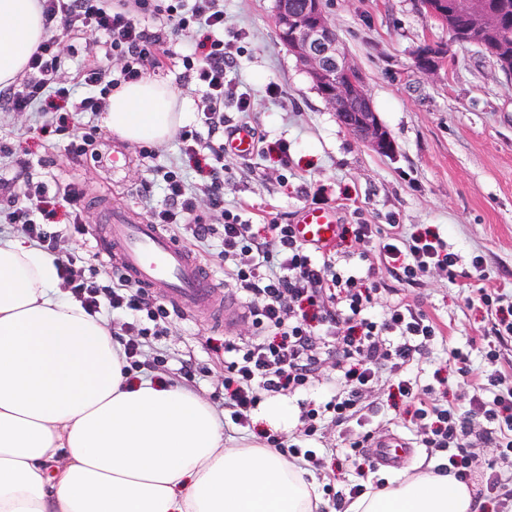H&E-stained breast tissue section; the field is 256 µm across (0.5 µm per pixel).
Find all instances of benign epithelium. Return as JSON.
Masks as SVG:
<instances>
[{"mask_svg":"<svg viewBox=\"0 0 512 512\" xmlns=\"http://www.w3.org/2000/svg\"><path fill=\"white\" fill-rule=\"evenodd\" d=\"M421 12L454 27L464 20L468 27L487 34L502 25L499 12L485 0H419ZM274 23L287 39L288 50L312 81L340 124L357 140L379 153L390 152L391 138L376 112L358 70L348 61L322 8V0H303L288 8V0H275ZM448 57L446 48L425 43L413 54L414 67L426 76L439 74ZM357 111L350 110L351 102Z\"/></svg>","mask_w":512,"mask_h":512,"instance_id":"7a95c632","label":"benign epithelium"}]
</instances>
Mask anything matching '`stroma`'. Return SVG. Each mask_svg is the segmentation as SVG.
I'll return each mask as SVG.
<instances>
[{
  "instance_id": "1",
  "label": "stroma",
  "mask_w": 512,
  "mask_h": 512,
  "mask_svg": "<svg viewBox=\"0 0 512 512\" xmlns=\"http://www.w3.org/2000/svg\"><path fill=\"white\" fill-rule=\"evenodd\" d=\"M224 35L236 37V65L228 77L246 88L252 110L238 112L235 99L224 102L229 124L248 122L265 142L286 140L287 164L275 153L247 160L229 159L231 175L224 185L228 203L242 204L256 223L273 219L296 223L315 196L335 208L338 223L403 225L406 231L431 229L449 250L463 258L459 277L470 274L471 255H482L488 285L512 301V79L478 48L453 45L444 68L428 77L412 66L411 57L425 42L444 43L448 32L423 16L416 0H325V10L349 61L365 82L375 110L388 130L393 151L380 155L368 149L339 123L309 76L281 41L273 22L274 0H223ZM177 55L156 69L186 99L188 125L199 128L197 108L202 90L191 80ZM279 86L276 97L268 85ZM35 113L0 112V140L12 143L19 158L29 160L30 176L48 184L77 182L85 192L87 224L75 233L64 213L54 223L63 235L62 253L77 265H103L96 234L98 195H109L140 217L162 204L159 187L163 167L187 166L177 140L161 147L156 168L141 161L140 148L124 143L101 125L100 116L73 113L72 135L98 128V150H125L129 162L109 173L92 156L74 160L65 141L55 135L31 137ZM411 301L436 318L446 343L430 347L414 369L419 385L437 396L457 398L466 377L450 362L452 349L470 351L480 367L487 315L468 304L464 294L441 271L423 277L420 287L406 289ZM249 324L233 319L214 324L205 314L177 313L159 346L165 366L155 378L180 379L183 364L195 369L192 386L207 400L224 393V339L247 337ZM378 413L376 436H410L414 425L395 389L382 386L373 394Z\"/></svg>"
}]
</instances>
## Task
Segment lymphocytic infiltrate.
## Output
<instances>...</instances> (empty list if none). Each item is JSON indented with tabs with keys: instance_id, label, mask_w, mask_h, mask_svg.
<instances>
[{
	"instance_id": "1",
	"label": "lymphocytic infiltrate",
	"mask_w": 512,
	"mask_h": 512,
	"mask_svg": "<svg viewBox=\"0 0 512 512\" xmlns=\"http://www.w3.org/2000/svg\"><path fill=\"white\" fill-rule=\"evenodd\" d=\"M44 27H59L80 36L86 60L74 71L61 66L58 37L41 41L24 75L0 88V112H33L39 133L65 134L69 126L60 111L71 103L78 112L106 109L114 89L138 81L147 67L169 56L173 37L204 31L197 48L182 58L191 79L204 87L201 121L211 133L224 127V100L235 97L239 111L250 109L248 94L233 93L226 74L235 62V43L224 37L221 0H39ZM164 17L167 31H149L144 21ZM180 151L192 163L200 183L171 166L162 175L164 205L150 212L152 223L172 236L190 231L205 240L214 229L211 213L223 219L224 278L243 300V318L253 328L248 338L224 342V421L245 429L265 399L335 380L329 399L300 410L296 436L267 433L263 444L281 455L318 467L320 459L307 449L309 441L336 429L345 460L364 456L374 435L349 430L371 410V392L395 382L400 397L414 407L415 443L430 452H448L456 478L482 482L483 495L494 497L495 512H512V493L497 497L498 462H512V374L503 367L500 348L512 342V303L497 288L472 289L470 299L485 308L489 319L481 349L485 374L474 377L463 402L440 400L431 389L419 388L412 375L424 350L442 341L441 325L416 304L399 298L386 308L376 306L386 278L416 288L420 276L435 269L456 277L460 257L448 251L438 234L409 233L401 225L380 229L355 224L350 229L366 251L379 252L383 269L355 270L339 261L337 246H317L297 238L292 225L271 223L256 229L247 209L224 204V148H201L196 131L180 135ZM0 223L13 224L43 250L58 255L61 285L88 313L117 312V337L129 372L147 366L154 339L166 332L170 309L113 272L111 284L85 273L61 258V235L50 222L58 203H65L74 226L85 222L74 185L50 187L42 181L18 183L0 167ZM334 353L323 368V353ZM497 448L490 459L486 446Z\"/></svg>"
}]
</instances>
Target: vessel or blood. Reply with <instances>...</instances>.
Wrapping results in <instances>:
<instances>
[{
	"instance_id": "b4317fda",
	"label": "vessel or blood",
	"mask_w": 512,
	"mask_h": 512,
	"mask_svg": "<svg viewBox=\"0 0 512 512\" xmlns=\"http://www.w3.org/2000/svg\"><path fill=\"white\" fill-rule=\"evenodd\" d=\"M256 148L257 136L246 126L235 128L224 138L226 153L238 159L251 158ZM100 208L112 243V262L126 277L184 312L219 313L216 282L196 255L176 244L159 225L145 218L132 219L129 210L114 205L109 198L101 199ZM336 228L331 210L309 208L301 214L295 232L303 241L325 244L335 239ZM412 451L410 443L396 435L378 440L373 447L376 459L384 466Z\"/></svg>"
}]
</instances>
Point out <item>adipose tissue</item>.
<instances>
[{"mask_svg": "<svg viewBox=\"0 0 512 512\" xmlns=\"http://www.w3.org/2000/svg\"><path fill=\"white\" fill-rule=\"evenodd\" d=\"M37 0H0V85L43 39ZM189 105L161 78L113 91L104 123L161 145ZM54 256L0 239V512H320L316 479L275 451L226 445L224 415L192 388L131 378L100 314L60 289ZM346 512H478L467 485L422 471Z\"/></svg>", "mask_w": 512, "mask_h": 512, "instance_id": "1", "label": "adipose tissue"}]
</instances>
